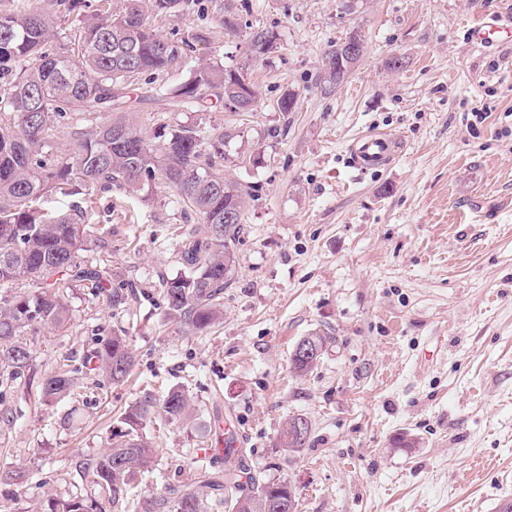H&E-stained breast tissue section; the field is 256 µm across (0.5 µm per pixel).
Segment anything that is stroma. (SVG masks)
<instances>
[{"instance_id": "35a3bbf8", "label": "stroma", "mask_w": 512, "mask_h": 512, "mask_svg": "<svg viewBox=\"0 0 512 512\" xmlns=\"http://www.w3.org/2000/svg\"><path fill=\"white\" fill-rule=\"evenodd\" d=\"M229 14L237 32L224 29ZM490 17L512 20V0H181L152 17L190 51L184 67L129 87L127 119L150 132L235 131L222 171L254 194L224 322L194 335L166 317L162 288L198 216L160 185L145 198L94 193L85 221L108 236L82 258L128 291L112 307L70 289L64 328L26 330L31 368L0 386L13 419L0 423V466H25L28 482L20 493L0 482V512L93 494L76 463L109 449L146 387L181 388L192 407L183 421L144 423L155 466L125 512L180 485L224 512L200 481L224 468L219 418L244 436L251 471L290 484L298 512H501L512 501V43L484 49L466 35ZM262 30L274 48L254 59L248 41ZM355 31L364 55L324 95V56ZM202 63L248 67L253 111L216 99L200 113L166 109V89ZM288 91L298 97L285 114L276 101ZM481 108L487 119L467 126ZM368 130L399 141L391 161L353 164L349 146ZM117 333L135 357L123 382L87 363ZM314 333L327 349L298 375L292 351ZM62 368L70 393L39 403L43 378ZM293 417L309 423L305 447L282 443Z\"/></svg>"}]
</instances>
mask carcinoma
<instances>
[{"label":"carcinoma","instance_id":"1","mask_svg":"<svg viewBox=\"0 0 512 512\" xmlns=\"http://www.w3.org/2000/svg\"><path fill=\"white\" fill-rule=\"evenodd\" d=\"M181 0H122L112 13L104 0L99 12L83 14L84 0H71L69 11L78 25L67 41L52 46L55 16L41 7L24 5L0 13V286L17 292L0 297V384L29 369L31 355L21 340L36 324L64 327L69 309L64 290L70 285L90 289L114 302L118 292L106 289L105 270L81 260L92 225L76 213L51 212L43 204L53 195H87L112 188L141 193L156 183L174 190L176 202L199 216L181 244L183 272L166 281L163 295L168 316L191 333H204L224 321V288L236 268L233 246L243 230L251 192L216 167L224 162L219 128L183 125L169 133L141 132L123 117L100 124L101 112L125 111L126 88L142 75L165 74L185 62L182 43L157 34L149 14L176 11ZM272 38L252 34L249 51L257 58ZM357 60L339 58V47L324 56L321 92L330 95L349 75ZM249 95L256 102L248 68L225 69L203 64L191 77L166 93L169 104L196 112L207 97L233 100ZM71 129L75 147L59 145L60 129ZM33 291L25 290V287ZM99 367L114 382L123 380L133 364L126 337L113 336L94 350ZM65 373L47 376L42 399L68 392ZM191 409L179 388L159 398L141 393L121 416L108 451L78 462L91 477L97 497L55 500L50 512H105L103 504L120 508L131 484L154 465L151 442L140 434L143 423L159 415L170 423ZM238 438L224 446V507L228 512H296L297 501L285 481L255 474L247 484L235 480L242 466ZM153 512H205L190 485L171 488L156 498Z\"/></svg>","mask_w":512,"mask_h":512}]
</instances>
